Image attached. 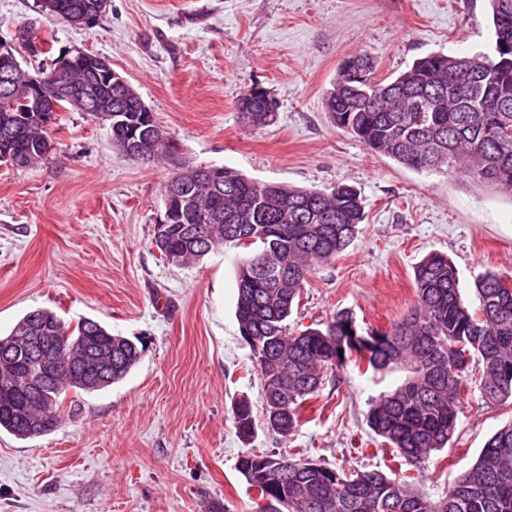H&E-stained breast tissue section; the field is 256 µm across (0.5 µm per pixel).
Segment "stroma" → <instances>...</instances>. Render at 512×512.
Returning a JSON list of instances; mask_svg holds the SVG:
<instances>
[{"mask_svg": "<svg viewBox=\"0 0 512 512\" xmlns=\"http://www.w3.org/2000/svg\"><path fill=\"white\" fill-rule=\"evenodd\" d=\"M25 26L49 52L33 61L15 39ZM487 0H110L94 23L49 20L39 0H0V41L23 68L81 48L106 57L191 165L305 189L359 192L366 218L349 247L316 268L290 331L325 328L337 312L359 332L386 331L413 305V267L438 251L455 264L466 302L486 272L512 276V198L461 176L427 175L371 153L336 129L324 107L342 61L369 54L379 77L418 57L478 54L492 40ZM261 86L277 121L246 125L241 93ZM50 157L0 162V336L30 310L98 321L142 340L120 382L71 392L49 435L0 433V512H255L240 457L276 452L331 468H396L366 424L368 404L403 369L326 372L298 430L269 431L256 363L235 317L240 248L166 264L154 244L164 212L163 164L112 146L107 124L61 111ZM254 405L242 440L232 408ZM512 408L483 405L470 387L447 448L421 472L430 498L472 466Z\"/></svg>", "mask_w": 512, "mask_h": 512, "instance_id": "obj_1", "label": "stroma"}]
</instances>
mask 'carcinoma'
Masks as SVG:
<instances>
[{
	"label": "carcinoma",
	"mask_w": 512,
	"mask_h": 512,
	"mask_svg": "<svg viewBox=\"0 0 512 512\" xmlns=\"http://www.w3.org/2000/svg\"><path fill=\"white\" fill-rule=\"evenodd\" d=\"M494 38L512 40V0H490ZM369 77L358 82L344 67L324 104L333 124L364 146L416 172L462 175L512 198V56H453L431 52L395 77H374L367 54H356ZM23 106L0 112V139L10 132L15 167L46 152L47 141L15 120ZM245 123L267 125L276 113L256 105L241 113ZM198 167L172 166L196 194L193 224L169 225L171 244L157 246L169 264L182 266L233 246L241 230L255 241L237 265L236 318L250 347L262 386L266 424L282 438L299 426L305 401L322 385L325 371L353 364L375 372L405 365L402 384L374 400L366 413L371 431L406 463L420 469L451 440L460 405L478 360V387L486 403L512 406V291L504 276L486 272L475 281L477 304L461 297L455 265L431 252L413 267L416 300L388 331L358 333L353 316L338 312L326 328L289 331L288 318L317 266L336 259L364 222L362 198L352 186L331 192L250 179L223 167V188L198 189ZM30 336H48L54 355L75 375L100 354L112 363L105 380L79 384L67 374L50 379L35 361ZM145 347L114 336L92 319L66 323L56 312H28L0 336V430L28 438L29 424L50 413L60 419L68 390L93 392L122 380ZM238 434L254 433L252 404L233 407ZM250 487L274 512H512V423L496 430L470 468L430 499L414 488L418 475L391 477L378 470L345 472L281 454H252L237 463Z\"/></svg>",
	"instance_id": "obj_1"
}]
</instances>
